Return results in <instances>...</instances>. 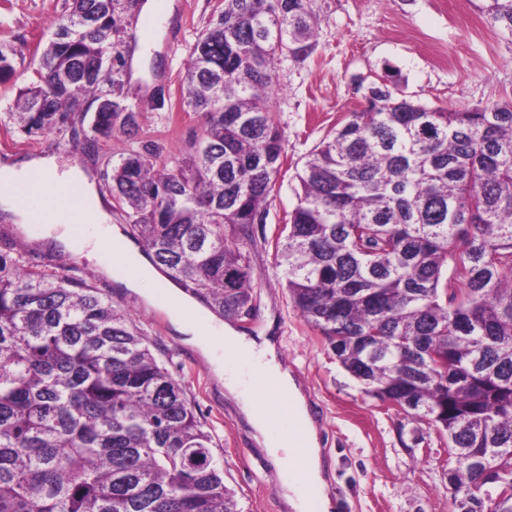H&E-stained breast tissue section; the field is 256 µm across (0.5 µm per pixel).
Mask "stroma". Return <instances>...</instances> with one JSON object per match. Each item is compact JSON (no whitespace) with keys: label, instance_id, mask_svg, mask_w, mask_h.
Instances as JSON below:
<instances>
[{"label":"stroma","instance_id":"1","mask_svg":"<svg viewBox=\"0 0 512 512\" xmlns=\"http://www.w3.org/2000/svg\"><path fill=\"white\" fill-rule=\"evenodd\" d=\"M70 0H0V47L13 51L15 75L0 84V164L20 155L51 151L60 170L90 165L102 173L129 144L152 141L161 159L181 158L190 135L201 133L199 114L183 108L185 64L199 33L224 8V0H175V21L156 52L150 87L131 84L125 53L140 39L137 0H115L120 30L112 37L121 59L112 68L127 101L164 95L165 106L142 113L136 136L98 143L94 155L76 150L70 133L30 139L4 124L9 103L27 85L43 48ZM482 0H311L318 19L314 51L301 62L283 60L275 71L271 105L283 134L287 161L282 187L268 208L266 241L251 252L253 317L250 332L272 327L279 358L291 368L310 400L324 411L322 448L328 462L327 494L335 512H454L448 472L456 465L447 439L426 420L407 415L364 394L339 363L320 332L294 306L276 262L275 240L296 203V174L306 156L348 113L359 110L371 83L397 94L454 110L512 99V36L499 32L481 11ZM68 228L78 250L55 252L47 263L75 267L100 281V263L83 241L92 231L80 222ZM112 301L149 339L157 361L185 387L224 460V484L238 512H285L281 478L236 405L225 399L208 363L183 345L169 320L164 289L154 306L113 289Z\"/></svg>","mask_w":512,"mask_h":512}]
</instances>
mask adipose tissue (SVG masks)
I'll return each instance as SVG.
<instances>
[{
	"mask_svg": "<svg viewBox=\"0 0 512 512\" xmlns=\"http://www.w3.org/2000/svg\"><path fill=\"white\" fill-rule=\"evenodd\" d=\"M33 176L54 184L59 192L64 190L68 182L82 184L89 207L81 212L80 218L92 224L96 230L93 239L95 250H106L112 240L124 239L125 253L133 259L135 268L124 279L123 285L131 292L142 295L145 300H153L154 290L161 284L156 268L140 252L136 243L125 239L122 229L113 224L110 213L101 201L95 180L82 168L59 172L56 158L50 154L20 158L0 166V211L11 215L14 223L23 226L29 224L30 214L17 203L11 187ZM170 321L181 334L183 342L207 358L215 377L237 401L253 429L254 440L263 446L284 480L283 497L288 508L291 512H307L309 504L303 494L302 483L317 486L324 483L321 437L310 417L305 393L291 372L277 360L275 336L268 331L257 337L242 335L233 324L219 322L194 300L181 296L175 299ZM221 348L256 361L260 381L270 384L282 396L293 422L294 437L272 435L269 423L274 413L270 404L257 396L242 395L239 378L225 371L224 361L217 355Z\"/></svg>",
	"mask_w": 512,
	"mask_h": 512,
	"instance_id": "ef3b65f1",
	"label": "adipose tissue"
}]
</instances>
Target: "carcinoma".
Masks as SVG:
<instances>
[{
  "label": "carcinoma",
  "instance_id": "1",
  "mask_svg": "<svg viewBox=\"0 0 512 512\" xmlns=\"http://www.w3.org/2000/svg\"><path fill=\"white\" fill-rule=\"evenodd\" d=\"M483 9L512 35V0ZM117 22L113 0H71L8 112L18 131H68L91 153L139 127L144 105L100 93L88 70L112 55ZM314 36L310 0H224L185 70L202 135L170 167L144 143L106 174L153 266L228 318L251 303L250 249L280 191L274 64L308 57ZM14 71L0 47V83ZM297 179L276 243L295 306L367 395L443 417L456 512H512L484 479L512 457V100L448 110L374 84ZM214 448L103 289L0 232V512H237Z\"/></svg>",
  "mask_w": 512,
  "mask_h": 512
}]
</instances>
